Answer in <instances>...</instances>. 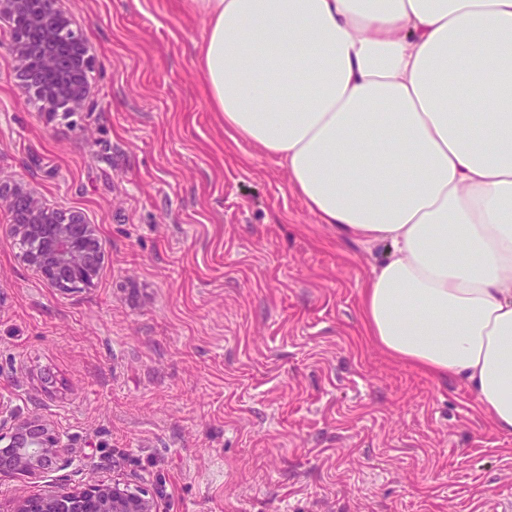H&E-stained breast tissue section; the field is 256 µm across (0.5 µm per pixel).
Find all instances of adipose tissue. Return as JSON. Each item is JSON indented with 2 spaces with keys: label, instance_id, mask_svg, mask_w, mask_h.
<instances>
[{
  "label": "adipose tissue",
  "instance_id": "ef3b65f1",
  "mask_svg": "<svg viewBox=\"0 0 512 512\" xmlns=\"http://www.w3.org/2000/svg\"><path fill=\"white\" fill-rule=\"evenodd\" d=\"M196 3L225 132L382 247L367 336L512 434V0Z\"/></svg>",
  "mask_w": 512,
  "mask_h": 512
}]
</instances>
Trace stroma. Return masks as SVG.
<instances>
[{
    "label": "stroma",
    "mask_w": 512,
    "mask_h": 512,
    "mask_svg": "<svg viewBox=\"0 0 512 512\" xmlns=\"http://www.w3.org/2000/svg\"><path fill=\"white\" fill-rule=\"evenodd\" d=\"M92 111L16 86L0 23V182L82 212L105 261L45 287L0 239V399L66 433L73 467L0 480V512L120 474L162 512H502L512 434L465 385L370 344L382 250L337 237L260 148L233 142L197 65L195 0H68Z\"/></svg>",
    "instance_id": "1"
}]
</instances>
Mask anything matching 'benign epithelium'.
<instances>
[{"label": "benign epithelium", "instance_id": "7a95c632", "mask_svg": "<svg viewBox=\"0 0 512 512\" xmlns=\"http://www.w3.org/2000/svg\"><path fill=\"white\" fill-rule=\"evenodd\" d=\"M63 0H0V22L10 28V46L15 60L18 87L34 97L49 113L79 112L93 100L95 91L88 74L93 59L73 15ZM0 202L10 220L0 225V236L19 242L32 241L22 250L20 261L51 288H63L85 274L101 268L104 253L97 226L78 211L63 212L48 205L30 184L16 181L0 185ZM9 424L11 433L0 434V478L33 475L46 463L58 469L74 459L63 434L35 418H20L0 401V429ZM15 512H161L158 502L140 485L123 476L87 483L72 490L50 486L44 492L19 502Z\"/></svg>", "mask_w": 512, "mask_h": 512}]
</instances>
